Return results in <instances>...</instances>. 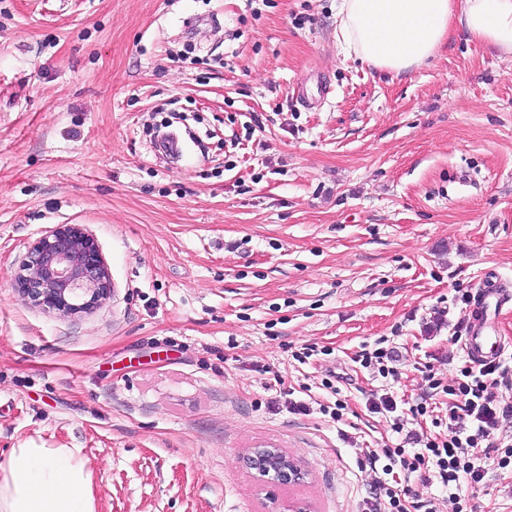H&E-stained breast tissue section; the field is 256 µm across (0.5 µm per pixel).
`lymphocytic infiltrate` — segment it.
<instances>
[{"mask_svg": "<svg viewBox=\"0 0 512 512\" xmlns=\"http://www.w3.org/2000/svg\"><path fill=\"white\" fill-rule=\"evenodd\" d=\"M426 390L421 402L410 407L412 416L426 415L433 396L448 397V435L427 440L423 448H364L357 458L360 470L375 471L364 502L365 512H435L429 500L417 498L408 484L415 476L439 481L451 491L455 512H465L462 489H476L487 475L485 463H512V446L501 435L512 419V402L502 403L500 389L512 387V367L503 362L465 365L451 384L424 371Z\"/></svg>", "mask_w": 512, "mask_h": 512, "instance_id": "1", "label": "lymphocytic infiltrate"}]
</instances>
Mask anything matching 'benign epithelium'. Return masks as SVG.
<instances>
[{
    "mask_svg": "<svg viewBox=\"0 0 512 512\" xmlns=\"http://www.w3.org/2000/svg\"><path fill=\"white\" fill-rule=\"evenodd\" d=\"M14 281L25 299L59 316L91 311L112 291L108 263L79 224H62L36 240ZM241 461L264 482L290 486L305 479L299 462L279 448H252Z\"/></svg>",
    "mask_w": 512,
    "mask_h": 512,
    "instance_id": "benign-epithelium-1",
    "label": "benign epithelium"
}]
</instances>
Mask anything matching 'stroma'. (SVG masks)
I'll use <instances>...</instances> for the list:
<instances>
[{"label": "stroma", "instance_id": "35a3bbf8", "mask_svg": "<svg viewBox=\"0 0 512 512\" xmlns=\"http://www.w3.org/2000/svg\"><path fill=\"white\" fill-rule=\"evenodd\" d=\"M336 4L0 0V458L80 449L97 512H362L358 448L439 435L407 414L420 368L453 379L470 295L512 284V59L459 30L380 71ZM164 128L195 140L180 166ZM61 224L109 265L87 314L14 283ZM259 445L305 481H258ZM487 469L476 512H512V465Z\"/></svg>", "mask_w": 512, "mask_h": 512}]
</instances>
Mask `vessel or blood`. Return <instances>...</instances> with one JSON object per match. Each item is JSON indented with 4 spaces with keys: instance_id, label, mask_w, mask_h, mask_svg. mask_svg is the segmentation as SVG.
Masks as SVG:
<instances>
[{
    "instance_id": "b4317fda",
    "label": "vessel or blood",
    "mask_w": 512,
    "mask_h": 512,
    "mask_svg": "<svg viewBox=\"0 0 512 512\" xmlns=\"http://www.w3.org/2000/svg\"><path fill=\"white\" fill-rule=\"evenodd\" d=\"M512 302V287L499 282L483 288L475 294L473 305L467 312L464 320L463 346L473 362H494L504 354L506 347L501 337L491 335L490 326L491 309H502Z\"/></svg>"
}]
</instances>
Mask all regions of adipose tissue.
<instances>
[{
    "label": "adipose tissue",
    "mask_w": 512,
    "mask_h": 512,
    "mask_svg": "<svg viewBox=\"0 0 512 512\" xmlns=\"http://www.w3.org/2000/svg\"><path fill=\"white\" fill-rule=\"evenodd\" d=\"M455 27L512 57V0H340L336 8L337 40L392 73L434 56ZM0 512H96L79 450L10 449L0 459Z\"/></svg>",
    "instance_id": "obj_1"
}]
</instances>
